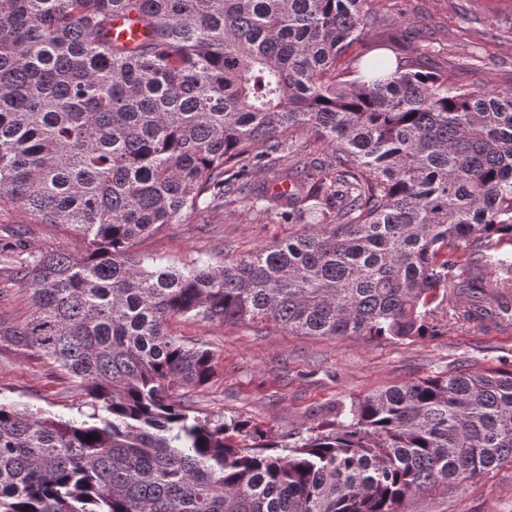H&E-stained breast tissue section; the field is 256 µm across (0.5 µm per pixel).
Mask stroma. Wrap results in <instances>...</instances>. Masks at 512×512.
Listing matches in <instances>:
<instances>
[{
    "mask_svg": "<svg viewBox=\"0 0 512 512\" xmlns=\"http://www.w3.org/2000/svg\"><path fill=\"white\" fill-rule=\"evenodd\" d=\"M383 19L371 40L403 45L408 67L447 73L468 87L512 88V0H371ZM297 224L260 222L240 206L166 224L135 245L161 264H221L300 232ZM435 335L394 341L365 336H295L272 324L226 326L176 317L169 328L214 356L215 376L190 390L198 416L237 418L268 439L294 443L328 419L337 403L391 385L464 370L512 368V336L493 337L438 311ZM0 399L69 417L85 398L71 378L34 353L0 350ZM402 512H512V464L463 487L408 498Z\"/></svg>",
    "mask_w": 512,
    "mask_h": 512,
    "instance_id": "1",
    "label": "stroma"
}]
</instances>
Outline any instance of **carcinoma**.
Returning a JSON list of instances; mask_svg holds the SVG:
<instances>
[{
    "label": "carcinoma",
    "mask_w": 512,
    "mask_h": 512,
    "mask_svg": "<svg viewBox=\"0 0 512 512\" xmlns=\"http://www.w3.org/2000/svg\"><path fill=\"white\" fill-rule=\"evenodd\" d=\"M367 0H0V272L35 309L0 322L86 397L80 418L0 401V512H400L512 463V369L433 376L336 405L276 446L193 414L213 355L184 317L297 336L405 340L484 287L512 238V89L372 59L338 62ZM138 14L147 37L112 36ZM332 153L293 159V140ZM269 173L283 189L257 191ZM238 204L303 230L220 265L132 251ZM63 224L78 254L37 247ZM93 439H88V436ZM32 242L40 246L60 247L72 253L82 248L81 239L66 226L60 224H29Z\"/></svg>",
    "instance_id": "carcinoma-1"
}]
</instances>
